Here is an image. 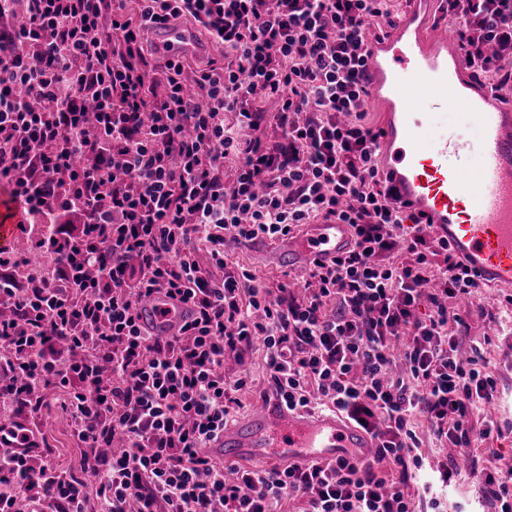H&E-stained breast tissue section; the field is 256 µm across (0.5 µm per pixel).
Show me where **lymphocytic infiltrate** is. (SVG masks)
<instances>
[{
    "label": "lymphocytic infiltrate",
    "mask_w": 512,
    "mask_h": 512,
    "mask_svg": "<svg viewBox=\"0 0 512 512\" xmlns=\"http://www.w3.org/2000/svg\"><path fill=\"white\" fill-rule=\"evenodd\" d=\"M445 3L475 75L512 81V0ZM179 18L223 67L151 65L145 31ZM393 24L389 0H0V181L52 262L25 275L0 250V512H437L453 471L431 453L502 435L483 413L498 382L452 305L481 285L397 204L364 120L367 44ZM330 220L354 245L301 290L231 259ZM155 293L191 306L177 334L142 329ZM257 347L289 409L343 414L372 432V457L208 456ZM48 386L103 451L85 477L16 420L43 414ZM469 474L512 512L511 469Z\"/></svg>",
    "instance_id": "1"
}]
</instances>
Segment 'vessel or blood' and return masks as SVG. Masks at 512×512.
<instances>
[{
    "instance_id": "b4317fda",
    "label": "vessel or blood",
    "mask_w": 512,
    "mask_h": 512,
    "mask_svg": "<svg viewBox=\"0 0 512 512\" xmlns=\"http://www.w3.org/2000/svg\"><path fill=\"white\" fill-rule=\"evenodd\" d=\"M424 29L419 0H412L393 35L368 47L369 91L386 111L380 163L398 203L426 213L437 236L467 257L477 280L512 288V111L498 106L496 92L463 71L453 29L434 38ZM152 33L164 55L199 49L183 29L159 25ZM450 104L462 107L464 119L478 127L477 144L428 125L427 108ZM350 245L349 225L306 224L278 240L274 258L290 268L328 264ZM140 314L145 331L170 335L188 320L191 308L157 294ZM374 445L371 434L339 413L291 411L270 397L245 420L226 424L210 451L233 463H325L367 458Z\"/></svg>"
}]
</instances>
